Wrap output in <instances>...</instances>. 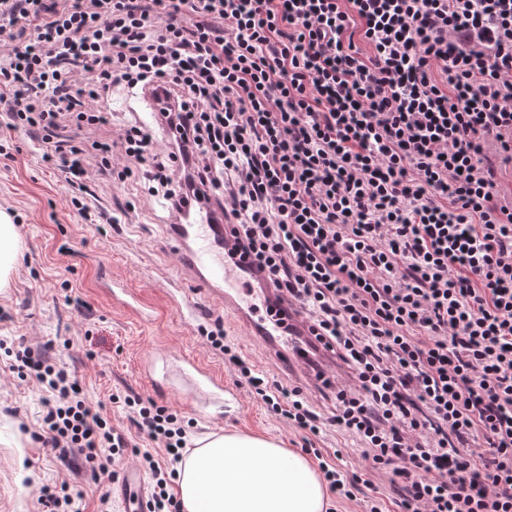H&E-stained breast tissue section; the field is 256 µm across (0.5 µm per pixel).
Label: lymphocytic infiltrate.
Here are the masks:
<instances>
[{"instance_id":"f902f5d3","label":"lymphocytic infiltrate","mask_w":512,"mask_h":512,"mask_svg":"<svg viewBox=\"0 0 512 512\" xmlns=\"http://www.w3.org/2000/svg\"><path fill=\"white\" fill-rule=\"evenodd\" d=\"M124 85L165 99L153 127L99 137ZM0 121L60 173L84 224L96 180L147 182L169 223L188 197L236 218L277 304L304 314L343 369L332 415L269 380L223 327L224 364L304 439L356 438L313 455L367 512H512V206L492 155L512 164V0H0ZM13 368L48 396L43 442L123 456L127 442L69 373L26 346ZM167 457L143 459L149 512L187 454L180 416L123 401ZM322 436V441H319L317 446L325 448L330 454H332L336 448H346L344 451V460L347 461L348 467L358 466L359 452L356 442L351 437L337 433L334 427H328Z\"/></svg>"}]
</instances>
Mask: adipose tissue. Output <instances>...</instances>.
<instances>
[{
  "mask_svg": "<svg viewBox=\"0 0 512 512\" xmlns=\"http://www.w3.org/2000/svg\"><path fill=\"white\" fill-rule=\"evenodd\" d=\"M183 512H326L321 473L270 438L228 433L208 438L178 472Z\"/></svg>",
  "mask_w": 512,
  "mask_h": 512,
  "instance_id": "adipose-tissue-1",
  "label": "adipose tissue"
}]
</instances>
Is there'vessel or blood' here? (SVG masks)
I'll return each instance as SVG.
<instances>
[{
	"label": "vessel or blood",
	"instance_id": "b4317fda",
	"mask_svg": "<svg viewBox=\"0 0 512 512\" xmlns=\"http://www.w3.org/2000/svg\"><path fill=\"white\" fill-rule=\"evenodd\" d=\"M184 210L190 215L189 223L169 225L166 243L176 248L185 281L209 298L232 302L240 309L244 324L265 327L274 336L270 349L276 360L296 362L295 350L284 339L307 335L303 315L280 311L268 289L251 287V255L235 251L228 224L214 215L209 205H199L190 199ZM183 364L184 374L193 383L190 395L185 398L186 405L193 409L200 403L223 404L230 393L223 374L195 358H184ZM122 494L127 512H148L145 484L137 470L126 472Z\"/></svg>",
	"mask_w": 512,
	"mask_h": 512
}]
</instances>
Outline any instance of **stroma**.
Returning <instances> with one entry per match:
<instances>
[{
  "mask_svg": "<svg viewBox=\"0 0 512 512\" xmlns=\"http://www.w3.org/2000/svg\"><path fill=\"white\" fill-rule=\"evenodd\" d=\"M108 110L114 128L144 121L140 93L124 86L113 88ZM1 139L9 141L13 158H0V209L17 226L21 258L8 287L0 289V341L48 349L58 366L78 378L90 402L103 403L113 427L128 442L115 474L140 467L143 453L159 461L166 457L161 443L147 439L130 421L120 402L127 395L153 401L189 421L187 439L193 449L205 437L242 432L300 450L301 434L271 415L247 386L237 385L232 373H225L224 380L233 385L236 398L226 402L220 420L187 408L177 378L158 388L141 375L140 364L151 353L185 355L223 367V354L201 333L219 321L238 351L270 379L304 387L317 409L332 410L317 387L283 370L269 356L265 338L220 302L200 298V314L188 319L181 300L171 293L177 254L164 243L163 200L147 195L140 184L115 186L101 180L96 186L101 206L118 214L135 196L141 206L137 217L130 223H78L54 170L23 133L0 127ZM113 394L118 397L114 403L109 400ZM43 398L35 382L20 380L0 357V512H45L42 490L64 482L80 512H124L115 484L97 481L95 463L69 469L43 446L38 438L46 411Z\"/></svg>",
  "mask_w": 512,
  "mask_h": 512,
  "instance_id": "obj_1",
  "label": "stroma"
}]
</instances>
